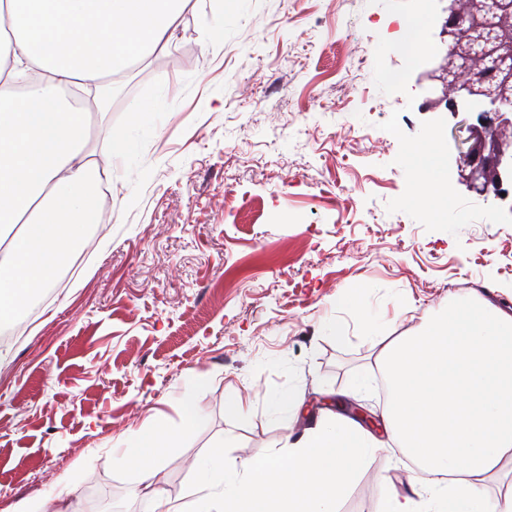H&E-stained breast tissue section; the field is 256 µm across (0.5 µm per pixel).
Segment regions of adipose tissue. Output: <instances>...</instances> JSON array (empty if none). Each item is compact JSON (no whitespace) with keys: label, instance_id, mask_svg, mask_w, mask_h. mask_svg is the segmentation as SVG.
I'll use <instances>...</instances> for the list:
<instances>
[{"label":"adipose tissue","instance_id":"ef3b65f1","mask_svg":"<svg viewBox=\"0 0 512 512\" xmlns=\"http://www.w3.org/2000/svg\"><path fill=\"white\" fill-rule=\"evenodd\" d=\"M191 0H0V324L51 287L83 246L85 192L99 169L85 152L99 80L134 66L170 39ZM39 70L35 91L9 85ZM165 127L139 105L112 136V155L135 157ZM386 384L382 421L416 465L407 490H386L383 512H512V308L467 294L389 337L382 318L349 299ZM178 432L154 419L123 442L122 465L149 512H336L359 470L381 450L376 435L336 412L274 455L228 466L222 451L193 465L186 500L162 493L163 458Z\"/></svg>","mask_w":512,"mask_h":512}]
</instances>
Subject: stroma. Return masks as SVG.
Returning <instances> with one entry per match:
<instances>
[{"label": "stroma", "instance_id": "stroma-1", "mask_svg": "<svg viewBox=\"0 0 512 512\" xmlns=\"http://www.w3.org/2000/svg\"><path fill=\"white\" fill-rule=\"evenodd\" d=\"M219 4L231 22L211 39ZM447 5L431 2L438 51L421 64L415 0H196L165 50L102 82L87 146L111 184L97 206L108 220L64 286L0 334V512L58 492L65 475L82 502L106 493L142 512L112 450L157 410L193 419L164 460L169 498L224 435L230 464L280 451L304 424L274 400H318L372 371L377 350L343 308L351 289L395 336L462 283L512 306V201L447 172L435 207L412 190L417 162L449 144L447 113L417 109L448 92ZM396 19L406 31L393 39ZM143 101L166 112L165 129L114 164L111 136ZM285 112L298 115L287 129ZM345 125L371 142L337 152ZM410 474L397 448L380 451L339 512H381Z\"/></svg>", "mask_w": 512, "mask_h": 512}]
</instances>
